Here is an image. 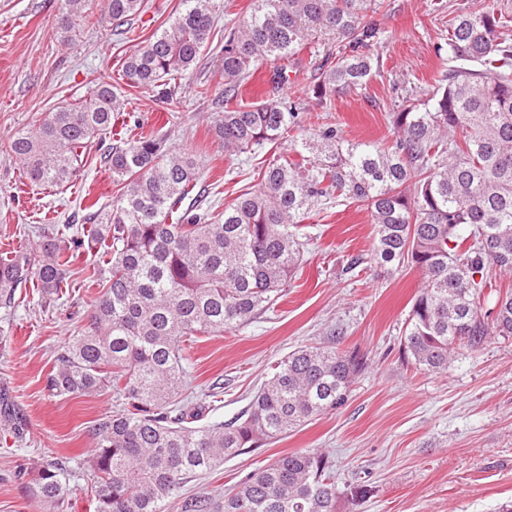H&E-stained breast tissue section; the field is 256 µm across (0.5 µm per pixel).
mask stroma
Wrapping results in <instances>:
<instances>
[{"instance_id":"stroma-1","label":"stroma","mask_w":512,"mask_h":512,"mask_svg":"<svg viewBox=\"0 0 512 512\" xmlns=\"http://www.w3.org/2000/svg\"><path fill=\"white\" fill-rule=\"evenodd\" d=\"M181 0H145L122 36L108 20L80 27L62 42L56 20L62 0H0V253L32 251L35 226L83 224L91 211L111 209L119 190L103 162L111 139L93 141L78 179L66 187H36L9 154L13 137L37 127L46 113L89 96L96 84L121 85L129 126L163 139L172 150L199 156L206 178L197 189L207 204L232 202L260 181L270 148L230 156L215 133L224 107L220 40L245 20L253 0H215L216 39L193 70L165 88L122 86L124 58L167 27ZM473 0H376L380 76L325 105L307 88L318 65L335 55L338 36L310 32L289 77L271 81L260 64L239 87L236 103L275 95L305 101L306 133L336 126L351 143L393 138L389 114L412 91L430 93L447 73L448 20ZM301 264L273 310L221 336H203L188 351L199 424L240 417L276 362L296 348L338 337V347L363 357L344 406L294 432L226 459L191 479L185 494L215 495L278 457L326 452L340 492L337 512H498L512 502V338L492 337L474 355L457 356L446 373L416 370L401 354L403 333L421 274L408 266L381 268L372 255L373 226L365 207L334 198L304 221ZM70 285L62 297H43L36 281L0 307V512H44L19 470L46 462L66 468L71 488L59 512H95L93 476L85 465L90 430L117 408L111 392L57 397L45 388L55 354L87 321L97 296L85 272L94 258L72 248ZM361 265L348 270L352 257ZM370 488L352 500L357 485Z\"/></svg>"}]
</instances>
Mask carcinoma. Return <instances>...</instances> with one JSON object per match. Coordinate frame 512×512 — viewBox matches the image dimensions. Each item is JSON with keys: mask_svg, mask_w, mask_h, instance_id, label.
<instances>
[{"mask_svg": "<svg viewBox=\"0 0 512 512\" xmlns=\"http://www.w3.org/2000/svg\"><path fill=\"white\" fill-rule=\"evenodd\" d=\"M90 0H65L63 40L93 12ZM375 0H254L249 18L224 31L225 92L235 93L261 62L272 83L286 80L278 62L291 59L309 30L341 37L336 60L320 66L309 93L320 104L355 93L379 66ZM448 20V69L429 96L411 94L390 113L387 145L344 144L326 125L294 139L293 157L267 164L259 187L224 209L199 208L192 195L200 164L171 153L150 133L114 132L125 110L120 89L101 82L86 99L47 113L33 132L10 143L12 158L42 186L67 184L85 166L84 150L102 135L117 143L104 155L120 196L112 209L88 215L89 228L37 226L39 259L15 251L0 257V306L18 286L37 281L56 298L69 286L70 257L60 242L99 256L88 279L100 288L87 326L58 351L45 388L57 396L111 390L112 416L92 426L86 464L96 512H165L189 479L255 444L294 431L344 405L364 366L355 352L301 347L283 358L257 390L245 418L193 425L185 351L270 309L288 288L300 257L301 223L315 204L344 196L366 207L373 254L382 264L415 267L423 283L404 332L403 352L415 369L444 373L461 353L476 354L492 336H512V285L485 275L512 272V33L506 17L480 6ZM144 0H103L112 29ZM213 25L212 0H182L168 27L124 60L122 79L153 89L196 63ZM303 107L268 97L227 105L216 122L224 150L249 154L304 131ZM494 306L486 307L489 298ZM30 492L45 508L68 495L61 464L32 475ZM333 467L298 451L248 475L225 494L180 497L181 512H336Z\"/></svg>", "mask_w": 512, "mask_h": 512, "instance_id": "1", "label": "carcinoma"}]
</instances>
